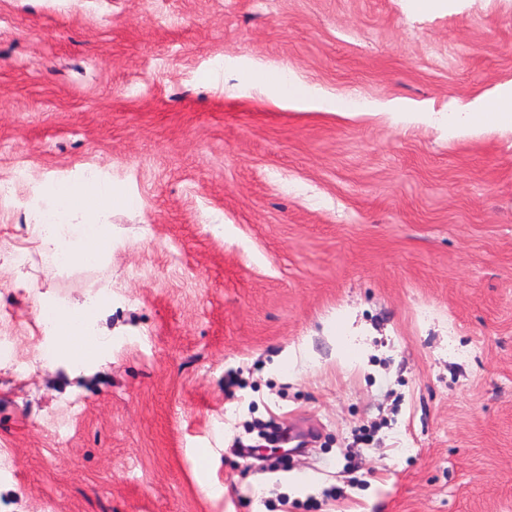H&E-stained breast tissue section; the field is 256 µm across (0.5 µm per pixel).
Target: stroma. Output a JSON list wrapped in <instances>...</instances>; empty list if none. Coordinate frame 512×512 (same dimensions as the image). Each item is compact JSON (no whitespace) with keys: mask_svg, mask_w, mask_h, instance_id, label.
Masks as SVG:
<instances>
[{"mask_svg":"<svg viewBox=\"0 0 512 512\" xmlns=\"http://www.w3.org/2000/svg\"><path fill=\"white\" fill-rule=\"evenodd\" d=\"M511 82L512 0H0V178L115 194L63 274L0 209L18 358L112 291L94 357L0 367V512H512V129L448 130ZM256 82L261 87H271L282 99H288V102H293L299 105H314L319 106L329 105L327 100H317L310 87H307L297 81H289L288 84L281 80L280 74H264L254 72ZM101 224L84 222L74 224L75 242L68 259L75 263L89 264L98 261L107 250V238ZM39 317L51 323L57 334L56 346L61 353H74L78 347L88 342L106 341V336L82 335L75 331L74 321L76 315L68 309H48L41 306ZM49 323H41L40 326L34 324L36 335L47 336L51 331Z\"/></svg>","mask_w":512,"mask_h":512,"instance_id":"35a3bbf8","label":"stroma"}]
</instances>
